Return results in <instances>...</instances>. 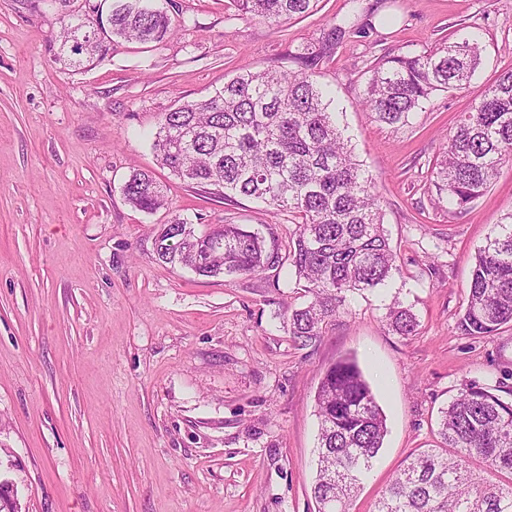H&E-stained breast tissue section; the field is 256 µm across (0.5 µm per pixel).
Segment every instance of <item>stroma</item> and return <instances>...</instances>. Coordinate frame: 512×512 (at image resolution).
<instances>
[{
    "label": "stroma",
    "instance_id": "35a3bbf8",
    "mask_svg": "<svg viewBox=\"0 0 512 512\" xmlns=\"http://www.w3.org/2000/svg\"><path fill=\"white\" fill-rule=\"evenodd\" d=\"M176 33L113 39L75 69L49 47L50 0H0V479L21 512H316L315 394L354 360L387 425L350 512H373L412 453L440 444L439 412L474 384L512 400V324L460 326L473 258L512 211V163L465 211L439 205L432 171L486 86L512 69V0H319L280 24L233 0H152ZM351 27L310 77L376 186L397 270L348 295L309 344L287 330L311 296L287 265L202 277L161 262L174 217L196 233L238 224L285 256L297 219L222 199L158 166L152 136L177 105L245 69H295V53ZM478 39L483 64L436 92L407 124L360 105L374 60ZM135 170L165 184L168 208L131 207ZM401 302L415 335L392 331Z\"/></svg>",
    "mask_w": 512,
    "mask_h": 512
}]
</instances>
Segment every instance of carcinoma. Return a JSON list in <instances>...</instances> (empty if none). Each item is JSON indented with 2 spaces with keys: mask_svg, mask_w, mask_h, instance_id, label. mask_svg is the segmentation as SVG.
<instances>
[{
  "mask_svg": "<svg viewBox=\"0 0 512 512\" xmlns=\"http://www.w3.org/2000/svg\"><path fill=\"white\" fill-rule=\"evenodd\" d=\"M241 14L271 24L307 13L318 0H233ZM81 18L70 14L58 35L57 56L81 69L102 59L112 37L162 42L174 33L167 13L144 0H112L99 22L98 38L85 48L68 47ZM346 34L333 27L321 45L305 47L294 59L307 70ZM482 65L475 40L442 42L424 53L392 56L370 67L361 104L389 125L409 115L437 91L460 90ZM158 164L177 178L212 187L224 198L259 200L278 214L301 219L288 251L296 282L312 300L288 316L289 334L302 344L321 334L345 293L385 285L397 271L383 228L377 195L348 140L328 111L322 89L302 72L267 68L245 71L214 94L165 113L155 134ZM512 162V70L500 73L483 97L460 119L433 171L438 200L464 210L488 188L499 166ZM130 205L152 213L167 205L151 173L134 171L123 187ZM224 250L211 252L214 241ZM157 254L204 277L251 274L279 262L264 240L238 224H215L197 235L184 219L160 228ZM389 326L402 336L416 331L410 309L395 302ZM512 323V213L495 225L475 254L468 302L460 324L471 335H489ZM320 422L318 512H348L382 448L386 419L357 364L331 365L315 398ZM444 447L416 454L379 499L375 512H512V401L465 386L441 410ZM507 475L487 482L474 467ZM335 475V483L326 477ZM333 497L325 509L327 496Z\"/></svg>",
  "mask_w": 512,
  "mask_h": 512,
  "instance_id": "obj_1",
  "label": "carcinoma"
}]
</instances>
